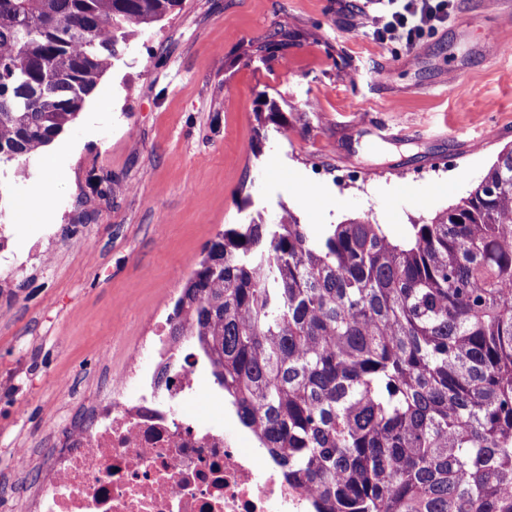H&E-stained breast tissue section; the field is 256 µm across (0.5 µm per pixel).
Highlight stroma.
Instances as JSON below:
<instances>
[{
  "mask_svg": "<svg viewBox=\"0 0 512 512\" xmlns=\"http://www.w3.org/2000/svg\"><path fill=\"white\" fill-rule=\"evenodd\" d=\"M374 26L362 0H181L129 42L33 176L13 178L14 206L52 202L34 223L6 218L19 267L0 271V479L15 512L42 450L164 327L225 225L285 208L314 228L367 216L399 239L512 145V0H454L410 48L372 40ZM202 377L195 408L256 447Z\"/></svg>",
  "mask_w": 512,
  "mask_h": 512,
  "instance_id": "obj_1",
  "label": "stroma"
}]
</instances>
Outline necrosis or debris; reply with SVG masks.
Wrapping results in <instances>:
<instances>
[{
  "mask_svg": "<svg viewBox=\"0 0 512 512\" xmlns=\"http://www.w3.org/2000/svg\"><path fill=\"white\" fill-rule=\"evenodd\" d=\"M191 342L166 343L154 363L150 340L139 341L47 457L36 512H310L311 495L274 460L187 413L200 389Z\"/></svg>",
  "mask_w": 512,
  "mask_h": 512,
  "instance_id": "1",
  "label": "necrosis or debris"
}]
</instances>
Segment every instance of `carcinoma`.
Instances as JSON below:
<instances>
[{
  "instance_id": "obj_1",
  "label": "carcinoma",
  "mask_w": 512,
  "mask_h": 512,
  "mask_svg": "<svg viewBox=\"0 0 512 512\" xmlns=\"http://www.w3.org/2000/svg\"><path fill=\"white\" fill-rule=\"evenodd\" d=\"M179 0H0V177ZM168 324L312 512H512V146L397 242L365 216L230 224Z\"/></svg>"
}]
</instances>
